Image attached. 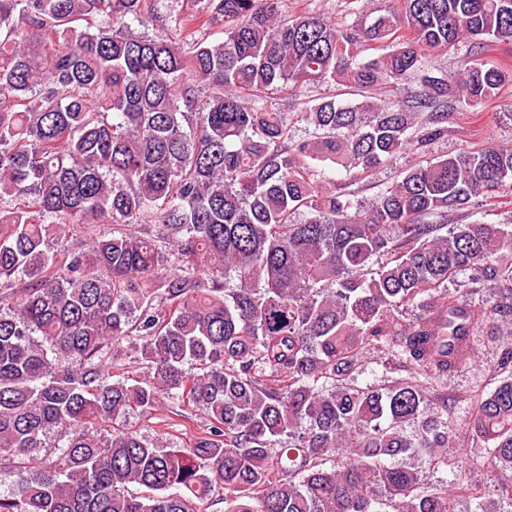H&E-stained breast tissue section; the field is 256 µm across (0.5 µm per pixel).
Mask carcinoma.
I'll return each instance as SVG.
<instances>
[{
  "instance_id": "obj_1",
  "label": "carcinoma",
  "mask_w": 512,
  "mask_h": 512,
  "mask_svg": "<svg viewBox=\"0 0 512 512\" xmlns=\"http://www.w3.org/2000/svg\"><path fill=\"white\" fill-rule=\"evenodd\" d=\"M159 20L178 36L149 35ZM463 39L512 42V0H396L361 27L281 0H0V461L18 478L0 512H202L217 493L224 512H512V224L448 223L512 181V146L416 164L359 207L311 164L368 176L447 132L449 97L512 82L467 63L450 94L426 55ZM361 41L393 49L360 62ZM410 77L412 100L294 113L303 142L263 104ZM74 224L114 228L58 260L49 231ZM487 348L486 379L454 391ZM170 404L205 416L181 415L189 444L126 427ZM52 430L55 458L32 455ZM419 455L454 478L426 481Z\"/></svg>"
}]
</instances>
